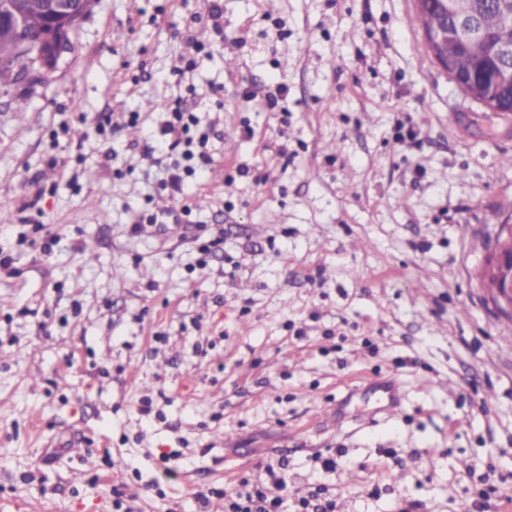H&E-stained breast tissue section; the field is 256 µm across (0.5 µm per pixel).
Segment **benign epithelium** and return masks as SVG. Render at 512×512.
Returning a JSON list of instances; mask_svg holds the SVG:
<instances>
[{
	"instance_id": "benign-epithelium-1",
	"label": "benign epithelium",
	"mask_w": 512,
	"mask_h": 512,
	"mask_svg": "<svg viewBox=\"0 0 512 512\" xmlns=\"http://www.w3.org/2000/svg\"><path fill=\"white\" fill-rule=\"evenodd\" d=\"M85 0H51L50 8L53 18L49 29L37 40H25L20 50L27 52L33 64L40 71L56 69L64 57L70 52V43L66 35L80 22L85 13ZM422 11V23L425 33L437 43L449 39L457 43L467 42L474 35L471 17L474 14V0H439V12L443 18L453 15L456 26L448 29V25L434 28L429 24L428 8L418 4ZM7 19L15 28L23 27V11L17 0H0V18ZM486 259L489 269L496 277L498 288L489 295L497 312L512 321V212L498 224L494 239L485 245Z\"/></svg>"
}]
</instances>
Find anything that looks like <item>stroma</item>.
<instances>
[{"mask_svg": "<svg viewBox=\"0 0 512 512\" xmlns=\"http://www.w3.org/2000/svg\"><path fill=\"white\" fill-rule=\"evenodd\" d=\"M220 5L237 55L191 80L222 99L175 74L207 0H98L57 69L0 84V234L23 239L0 271V512H224L269 464L336 512H507L512 322L478 273L512 212V116L424 54L415 0ZM179 95L214 161L189 229L175 203L136 235L169 198L143 152ZM390 376L391 417L362 386Z\"/></svg>", "mask_w": 512, "mask_h": 512, "instance_id": "stroma-1", "label": "stroma"}]
</instances>
